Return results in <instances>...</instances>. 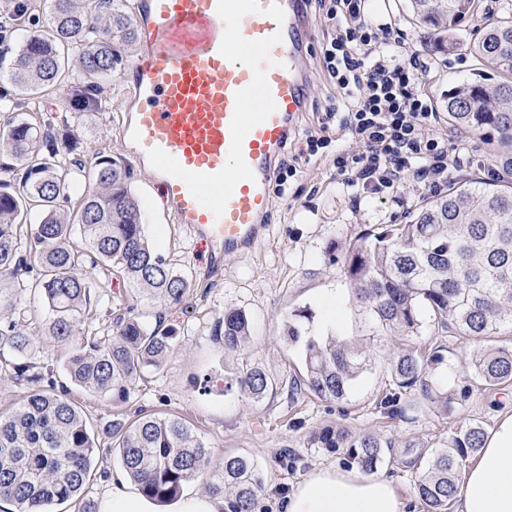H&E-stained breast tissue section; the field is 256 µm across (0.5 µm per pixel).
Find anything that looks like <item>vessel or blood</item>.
<instances>
[{
  "label": "vessel or blood",
  "instance_id": "1",
  "mask_svg": "<svg viewBox=\"0 0 512 512\" xmlns=\"http://www.w3.org/2000/svg\"><path fill=\"white\" fill-rule=\"evenodd\" d=\"M120 137L175 223L219 256L260 236L311 91L305 0H138Z\"/></svg>",
  "mask_w": 512,
  "mask_h": 512
}]
</instances>
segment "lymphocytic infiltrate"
Wrapping results in <instances>:
<instances>
[{"mask_svg": "<svg viewBox=\"0 0 512 512\" xmlns=\"http://www.w3.org/2000/svg\"><path fill=\"white\" fill-rule=\"evenodd\" d=\"M331 33L322 47V68L340 94L338 104L303 131L299 156L330 159L348 188L384 196L407 180L438 191L458 157L448 135L435 131L437 115L421 86L427 65L417 55L398 60L400 29L375 23L365 0H318ZM352 148L334 149L341 139Z\"/></svg>", "mask_w": 512, "mask_h": 512, "instance_id": "f902f5d3", "label": "lymphocytic infiltrate"}]
</instances>
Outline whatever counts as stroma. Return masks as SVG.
Masks as SVG:
<instances>
[{"label": "stroma", "mask_w": 512, "mask_h": 512, "mask_svg": "<svg viewBox=\"0 0 512 512\" xmlns=\"http://www.w3.org/2000/svg\"><path fill=\"white\" fill-rule=\"evenodd\" d=\"M366 8L377 21L395 24L404 31L405 45L396 49L397 58L414 52L430 63L422 83L444 125L448 122L443 110L449 90L488 72L466 49L473 31L512 14V0H480L477 14L463 24L452 43L445 45L437 44L429 29L418 22L410 0H368ZM328 33L325 23L317 22L307 51L312 84L307 108L298 122L302 129L314 125L318 112L338 97L319 63ZM138 50L135 43L126 47L124 68L111 80L107 107L91 108L80 119L71 118L67 102L81 92L75 75L34 104L42 124L52 134L67 133L79 141L85 163L94 162L96 154L103 152L125 166L149 239L191 283L183 304L161 307L136 292L121 274L101 268L94 271L96 309L83 325L88 338L105 339L114 319L131 310L149 327L173 330L178 348L161 369L142 373L127 401L117 404L70 384L62 368L61 346L46 344L37 353V361L54 366L57 383L66 386L70 398L82 407L89 427H98L116 413L130 417L140 412L178 415L211 447L213 464L222 463L228 453L255 459L263 481L256 512H280L293 487L313 469L346 465L342 452L304 447L309 432L337 426L352 434L371 433L398 444L412 440L436 448L472 421H482L490 431L512 417V385L486 389L460 364L461 358L476 349V342L438 335L428 318L418 335L406 340L387 336L372 344L371 350L381 356L405 342L419 348L441 347L446 363L433 375L434 387L451 392L472 388L469 401L448 410L415 394L409 398L411 408L405 415L387 417L379 402L390 388L391 377L379 362L358 378L347 401L306 393L289 398L284 384L301 371L303 356L301 348L288 341L287 322H296L306 336H355L345 268L350 244L365 230L402 223L430 191L424 185L407 182L392 199L382 200L368 193L355 199L330 163L305 164L290 181L285 195L274 197L266 228L255 244L239 254L217 259L209 241L172 223L166 205L159 202L161 189L130 157L117 132L127 105L125 69ZM453 132L464 147L460 167L451 172L449 183L488 179L502 149L497 136L460 126ZM330 299L342 312L341 319L333 324L328 321L326 306ZM228 308L243 310L251 318L250 339L237 350L225 349L217 335ZM253 365L262 367L274 384L273 391L258 401L226 387L230 378ZM286 448L298 457L294 467L279 463V455ZM92 470L87 494L101 504L112 490L113 477L123 472L118 454L100 448L93 457Z\"/></svg>", "instance_id": "35a3bbf8"}]
</instances>
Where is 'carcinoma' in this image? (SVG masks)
I'll return each instance as SVG.
<instances>
[{"instance_id":"carcinoma-1","label":"carcinoma","mask_w":512,"mask_h":512,"mask_svg":"<svg viewBox=\"0 0 512 512\" xmlns=\"http://www.w3.org/2000/svg\"><path fill=\"white\" fill-rule=\"evenodd\" d=\"M116 2L45 0V33L13 51L7 75L16 94L0 110V172H18L20 180L14 187L0 180V349L19 356L6 365L27 382L28 391L10 413L0 414V502L13 505V512H52L55 505L79 500L78 512H97L82 495L103 438L151 500L175 499L185 483L204 475L211 495L224 499L229 512H254L262 480L251 457L227 455L211 465L209 446L169 414L135 419L116 414L91 431L81 407L56 391L53 370L30 361L37 341L23 325L16 301L27 293L39 296L49 313L43 335L70 346L64 368L71 383L89 393L127 400L136 378L162 367L177 347L172 331L151 329L130 311L115 318L112 338L79 342L93 306L87 269L116 270L164 307L182 304L190 283L146 235L122 165L103 154L85 165L75 157L76 146H59L29 107L37 95L70 77L72 54L84 93L70 101L68 111L78 118L87 100L103 99L102 80L121 67L123 47L136 39L130 15ZM411 5L444 42L478 11L479 0H411ZM467 51L492 68L499 82L476 81L449 91L448 122L474 132L493 130L512 145V20L487 24ZM33 212L41 220L26 242L20 227ZM345 265L364 338L304 336L297 325H287L288 340L303 350V373L291 379L290 395L306 391L345 400L372 365L371 340L418 334L426 311L442 331L481 343L462 360L480 385L512 384V344H488L500 331L512 330V181H469L432 196L404 223L361 234ZM219 329L224 348L238 349L251 336L250 318L228 308ZM385 361L394 388L379 407L389 417L404 413L403 401L414 390L446 406L471 396L468 388L455 395L433 389L431 373L444 362L437 350L426 355L401 346ZM234 381L257 401L272 387L258 366ZM485 435L483 424L473 422L440 448L400 446L397 461L421 470L416 486L425 512H450L459 491L457 475L483 448ZM307 447L343 448L347 462L371 473L394 445L326 427Z\"/></svg>"}]
</instances>
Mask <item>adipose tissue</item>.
<instances>
[{
	"label": "adipose tissue",
	"mask_w": 512,
	"mask_h": 512,
	"mask_svg": "<svg viewBox=\"0 0 512 512\" xmlns=\"http://www.w3.org/2000/svg\"><path fill=\"white\" fill-rule=\"evenodd\" d=\"M392 485L336 467L306 475L287 496L283 512H403ZM456 512H512V418L486 440L467 470Z\"/></svg>",
	"instance_id": "1"
}]
</instances>
